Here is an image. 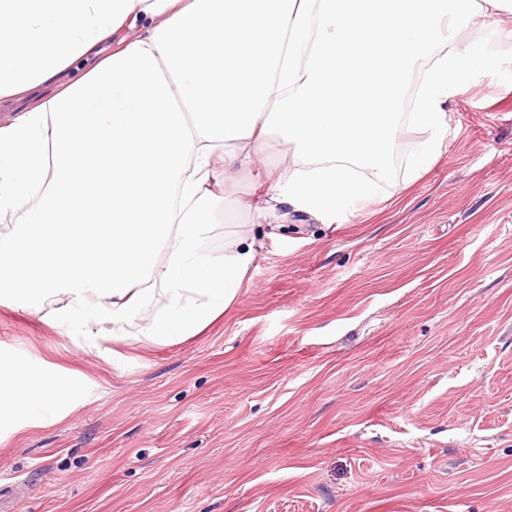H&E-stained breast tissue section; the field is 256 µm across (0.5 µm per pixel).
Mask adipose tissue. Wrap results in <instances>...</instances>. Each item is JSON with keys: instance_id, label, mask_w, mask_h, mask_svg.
Wrapping results in <instances>:
<instances>
[{"instance_id": "ef3b65f1", "label": "adipose tissue", "mask_w": 512, "mask_h": 512, "mask_svg": "<svg viewBox=\"0 0 512 512\" xmlns=\"http://www.w3.org/2000/svg\"><path fill=\"white\" fill-rule=\"evenodd\" d=\"M512 0H0V294L64 296L88 349L102 337L186 340L234 301L260 243L247 229L206 248L231 168L269 141L298 162L266 209L330 220L379 193L399 107L419 88L409 156L448 145L445 104L489 58L463 39ZM140 28L135 39L125 30ZM78 79L59 84L75 64ZM55 375L0 362V418L52 422Z\"/></svg>"}]
</instances>
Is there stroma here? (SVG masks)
Returning a JSON list of instances; mask_svg holds the SVG:
<instances>
[{
	"mask_svg": "<svg viewBox=\"0 0 512 512\" xmlns=\"http://www.w3.org/2000/svg\"><path fill=\"white\" fill-rule=\"evenodd\" d=\"M492 66L451 100L448 149L325 223L223 188L208 247L261 244L236 300L180 343L83 350L54 310L0 299V357L74 400L0 424L13 512H512V14L467 30Z\"/></svg>",
	"mask_w": 512,
	"mask_h": 512,
	"instance_id": "1",
	"label": "stroma"
}]
</instances>
